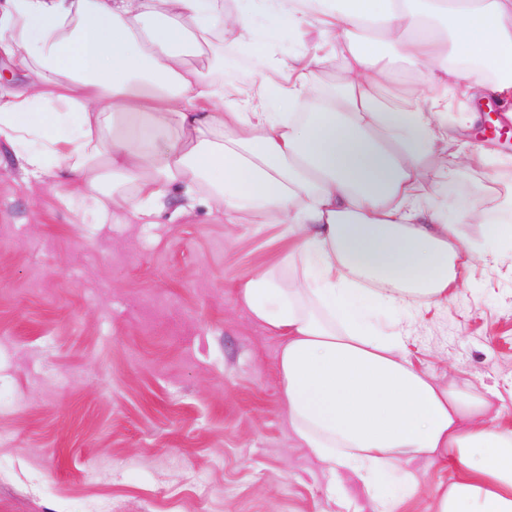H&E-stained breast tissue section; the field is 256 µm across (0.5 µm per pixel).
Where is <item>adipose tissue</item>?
Listing matches in <instances>:
<instances>
[{"mask_svg": "<svg viewBox=\"0 0 512 512\" xmlns=\"http://www.w3.org/2000/svg\"><path fill=\"white\" fill-rule=\"evenodd\" d=\"M299 48L265 82H223L224 46L266 62L254 17ZM0 138L40 183L100 224H150L205 205L284 225L288 250L237 286L250 318L281 336L277 372L295 439L356 476L374 512L418 493L402 464L461 468L435 512H512V428L471 384L445 383L407 354L405 312L447 301L511 224L433 203L423 175L457 128L437 120L449 89L512 99V0H0ZM343 77L317 73L335 59ZM416 75L400 103L394 64ZM482 225L488 249L457 227Z\"/></svg>", "mask_w": 512, "mask_h": 512, "instance_id": "1", "label": "adipose tissue"}]
</instances>
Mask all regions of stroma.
<instances>
[{
    "instance_id": "1",
    "label": "stroma",
    "mask_w": 512,
    "mask_h": 512,
    "mask_svg": "<svg viewBox=\"0 0 512 512\" xmlns=\"http://www.w3.org/2000/svg\"><path fill=\"white\" fill-rule=\"evenodd\" d=\"M462 130L444 155L469 202L494 214L512 140ZM61 186L28 181L0 139V512H370L360 482L332 476L288 427L280 340L232 283L274 265L286 243L251 215L198 207L177 221L87 224ZM410 359L440 381L500 393L512 423V244L468 286L413 321ZM434 512L454 467L408 464Z\"/></svg>"
}]
</instances>
